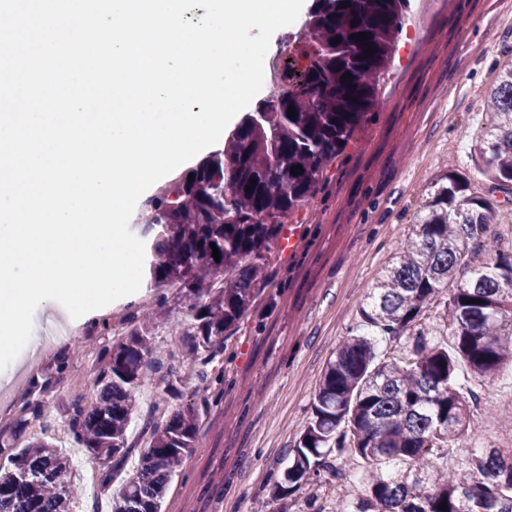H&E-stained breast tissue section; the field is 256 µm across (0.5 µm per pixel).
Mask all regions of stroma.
<instances>
[{
  "label": "stroma",
  "mask_w": 512,
  "mask_h": 512,
  "mask_svg": "<svg viewBox=\"0 0 512 512\" xmlns=\"http://www.w3.org/2000/svg\"><path fill=\"white\" fill-rule=\"evenodd\" d=\"M475 9L488 23L470 28L467 45L448 56L456 27ZM404 14L375 107L295 214V250L274 253L269 285L214 364L223 389L197 394L180 356L189 311L177 289L168 291L154 339L165 380L145 394L155 398L172 383L173 407L198 406L199 431L168 486L164 512H254L268 498L271 476L287 464L307 424L327 362L358 325L368 288L446 165L467 173L474 189L485 186L475 144L490 121L484 96L512 61V23L501 18V0H408ZM94 318L85 316L92 352L76 340L57 345L38 373L52 372L65 355L68 375L95 374L107 341ZM461 384L480 394L469 439L483 448L511 441L498 412L512 403V371L465 374Z\"/></svg>",
  "instance_id": "35a3bbf8"
}]
</instances>
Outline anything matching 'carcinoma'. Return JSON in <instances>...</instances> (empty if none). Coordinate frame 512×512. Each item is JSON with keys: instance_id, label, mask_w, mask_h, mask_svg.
I'll return each instance as SVG.
<instances>
[{"instance_id": "1", "label": "carcinoma", "mask_w": 512, "mask_h": 512, "mask_svg": "<svg viewBox=\"0 0 512 512\" xmlns=\"http://www.w3.org/2000/svg\"><path fill=\"white\" fill-rule=\"evenodd\" d=\"M288 65V88L264 112H249L224 149L150 200L146 225L147 285L179 287L189 302L184 361L203 390L223 379L211 366L268 283L272 253L288 217L305 206L328 165L376 104L377 82L401 24L405 0H313ZM369 33V40L353 38ZM340 38L337 44L332 43ZM375 51L367 55V43ZM350 75V79L343 76ZM491 121L478 155L489 185L446 171L412 232L368 289L360 324L334 353L311 404L307 428L278 472L270 502L287 501L357 458L359 490L336 489L334 512H512V448L459 445L470 404L457 367L487 377L512 369V238L492 232L512 195V62L486 95ZM294 107L290 119L287 109ZM301 166L302 171L291 174ZM251 191H246V187ZM216 244L220 261L212 257ZM159 313H140L112 338L91 400L70 405L74 440L112 482L134 452L128 429L147 438L136 473L112 497V512H162L170 478L196 448L199 413L190 404L142 411L137 394L156 364ZM40 402L17 412L26 428ZM459 453L465 475L438 465ZM0 512H72L77 500L70 461L51 442L0 445ZM447 510H439L440 504Z\"/></svg>"}]
</instances>
